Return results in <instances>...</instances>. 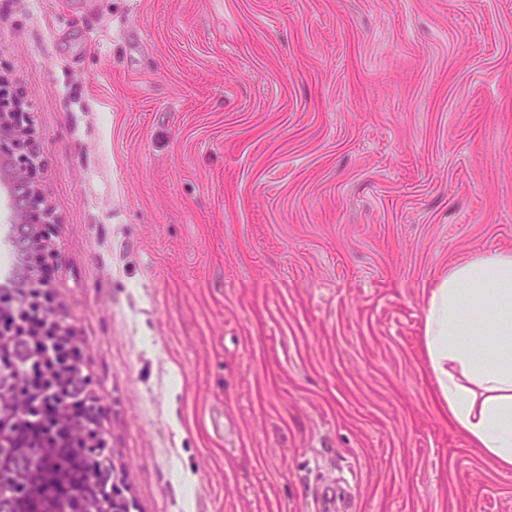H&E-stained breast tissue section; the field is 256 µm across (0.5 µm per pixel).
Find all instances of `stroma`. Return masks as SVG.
Wrapping results in <instances>:
<instances>
[{
	"instance_id": "obj_1",
	"label": "stroma",
	"mask_w": 512,
	"mask_h": 512,
	"mask_svg": "<svg viewBox=\"0 0 512 512\" xmlns=\"http://www.w3.org/2000/svg\"><path fill=\"white\" fill-rule=\"evenodd\" d=\"M0 76L137 512H512L422 340L512 251V0H0Z\"/></svg>"
}]
</instances>
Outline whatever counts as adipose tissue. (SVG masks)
Returning <instances> with one entry per match:
<instances>
[{
	"label": "adipose tissue",
	"instance_id": "1",
	"mask_svg": "<svg viewBox=\"0 0 512 512\" xmlns=\"http://www.w3.org/2000/svg\"><path fill=\"white\" fill-rule=\"evenodd\" d=\"M424 346L460 433L512 470V252L453 265L429 292Z\"/></svg>",
	"mask_w": 512,
	"mask_h": 512
}]
</instances>
